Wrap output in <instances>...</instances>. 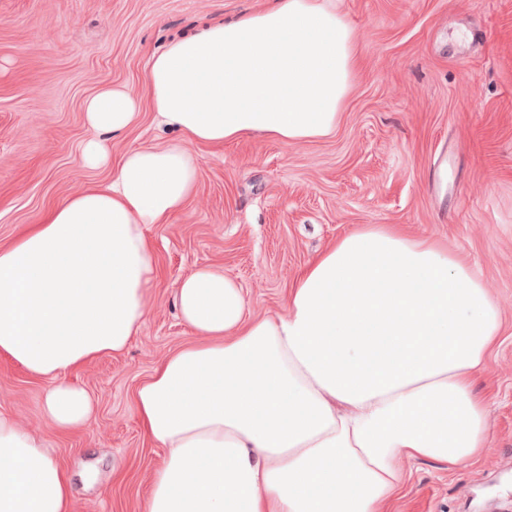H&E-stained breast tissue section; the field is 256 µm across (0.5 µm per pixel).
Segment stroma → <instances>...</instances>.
I'll return each mask as SVG.
<instances>
[{"mask_svg":"<svg viewBox=\"0 0 512 512\" xmlns=\"http://www.w3.org/2000/svg\"><path fill=\"white\" fill-rule=\"evenodd\" d=\"M271 0H0V246L68 196L103 184L80 163L82 103L107 83L145 93L150 55L203 22ZM361 66L336 134L282 144L259 136L193 145L195 195L146 228L157 259L145 322L128 347L72 372L91 422L62 435L43 421L45 384L0 359V412L38 428L70 469L75 512H143L163 452L143 435L134 391L194 340L173 291L222 267L253 316L282 313L292 278L361 224L429 235L485 279L504 336L476 388L489 447L455 470L406 460L388 512H512V0H336ZM151 107L110 143L113 158L176 139Z\"/></svg>","mask_w":512,"mask_h":512,"instance_id":"obj_1","label":"stroma"}]
</instances>
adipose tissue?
<instances>
[{"mask_svg": "<svg viewBox=\"0 0 512 512\" xmlns=\"http://www.w3.org/2000/svg\"><path fill=\"white\" fill-rule=\"evenodd\" d=\"M354 27L334 0L267 10L172 38L147 65L158 127L181 142L113 160L108 136L137 124L141 99L108 84L88 97L84 166L109 182L77 192L0 247V356L46 382L58 432L94 404L70 371L122 351L155 277L145 235L193 197L190 146L335 134L358 69ZM175 300L196 342L164 357L134 393L164 451L144 512H385L403 459L449 468L488 446L475 388L501 334L486 283L439 241L364 224L292 279L284 311L246 312L223 268L181 279ZM68 466L39 432L0 414V512H74Z\"/></svg>", "mask_w": 512, "mask_h": 512, "instance_id": "adipose-tissue-1", "label": "adipose tissue"}]
</instances>
